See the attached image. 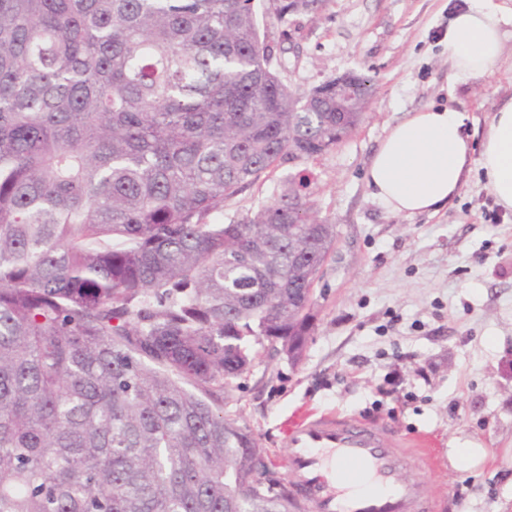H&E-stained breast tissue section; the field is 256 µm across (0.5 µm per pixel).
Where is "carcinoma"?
Listing matches in <instances>:
<instances>
[{
  "label": "carcinoma",
  "mask_w": 512,
  "mask_h": 512,
  "mask_svg": "<svg viewBox=\"0 0 512 512\" xmlns=\"http://www.w3.org/2000/svg\"><path fill=\"white\" fill-rule=\"evenodd\" d=\"M254 0H0V512H290L224 416L335 243L301 194L210 219L354 112L270 68Z\"/></svg>",
  "instance_id": "obj_1"
}]
</instances>
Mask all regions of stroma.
Listing matches in <instances>:
<instances>
[{
  "instance_id": "1",
  "label": "stroma",
  "mask_w": 512,
  "mask_h": 512,
  "mask_svg": "<svg viewBox=\"0 0 512 512\" xmlns=\"http://www.w3.org/2000/svg\"><path fill=\"white\" fill-rule=\"evenodd\" d=\"M464 0H323L280 23L259 10L271 68L302 90L354 71L372 77L361 123L313 157L282 159L227 197L216 218L256 210L288 177L303 178L334 248L315 284L314 329L302 361L266 349L234 382L224 414L248 427L278 478L288 423L337 411L427 439L403 475L437 512H512V212L498 209L479 167L435 214L390 213L365 170L392 126L431 105L463 112L473 142L512 98V65L475 80L448 65L443 37ZM487 448L458 470L448 451Z\"/></svg>"
}]
</instances>
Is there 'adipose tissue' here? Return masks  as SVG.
Instances as JSON below:
<instances>
[{"label":"adipose tissue","instance_id":"adipose-tissue-1","mask_svg":"<svg viewBox=\"0 0 512 512\" xmlns=\"http://www.w3.org/2000/svg\"><path fill=\"white\" fill-rule=\"evenodd\" d=\"M512 39V7L499 0H469L446 35L448 62L459 75L479 79L502 64ZM479 161L497 204L512 211V99L496 107L481 151H473L464 116L428 107L394 125L366 169L372 195L392 213H437L464 187Z\"/></svg>","mask_w":512,"mask_h":512}]
</instances>
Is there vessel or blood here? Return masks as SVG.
<instances>
[{
  "instance_id": "1",
  "label": "vessel or blood",
  "mask_w": 512,
  "mask_h": 512,
  "mask_svg": "<svg viewBox=\"0 0 512 512\" xmlns=\"http://www.w3.org/2000/svg\"><path fill=\"white\" fill-rule=\"evenodd\" d=\"M285 484L297 512H431L419 483L403 479L413 450L354 416L309 414L287 432Z\"/></svg>"
}]
</instances>
